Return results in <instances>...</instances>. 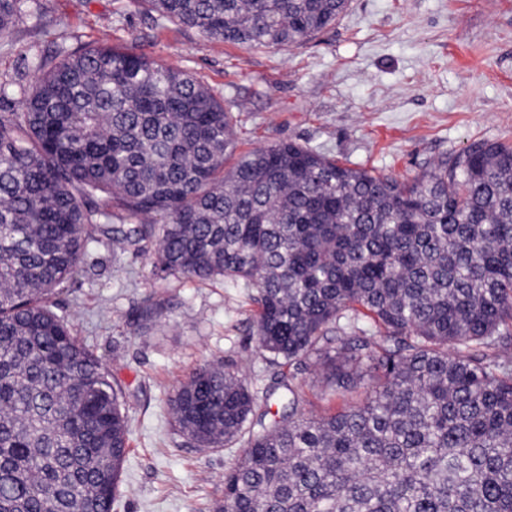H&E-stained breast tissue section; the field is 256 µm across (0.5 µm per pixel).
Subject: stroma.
<instances>
[{"mask_svg":"<svg viewBox=\"0 0 512 512\" xmlns=\"http://www.w3.org/2000/svg\"><path fill=\"white\" fill-rule=\"evenodd\" d=\"M88 43L192 74L233 113L243 151L294 141L409 183L474 140L512 144V0H348L308 42L265 49L211 41L137 0H24L0 36V83L31 81L37 57ZM153 251L91 244L55 310L123 392L130 448L114 512H212L243 445L198 447L172 429L168 399L206 362L258 393L275 369L256 348L246 288L161 277Z\"/></svg>","mask_w":512,"mask_h":512,"instance_id":"obj_1","label":"stroma"}]
</instances>
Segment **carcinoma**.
Segmentation results:
<instances>
[{
	"instance_id": "carcinoma-1",
	"label": "carcinoma",
	"mask_w": 512,
	"mask_h": 512,
	"mask_svg": "<svg viewBox=\"0 0 512 512\" xmlns=\"http://www.w3.org/2000/svg\"><path fill=\"white\" fill-rule=\"evenodd\" d=\"M247 49L301 44L348 0H136ZM20 0H0V35ZM0 84V512H112L122 391L53 310L88 246L251 290L258 350L309 362L340 410L258 397L220 364L169 398L201 448L249 431L213 512H512V145L479 139L412 183L307 146L238 151L187 72L128 48L39 58ZM136 224L112 225L120 215Z\"/></svg>"
}]
</instances>
